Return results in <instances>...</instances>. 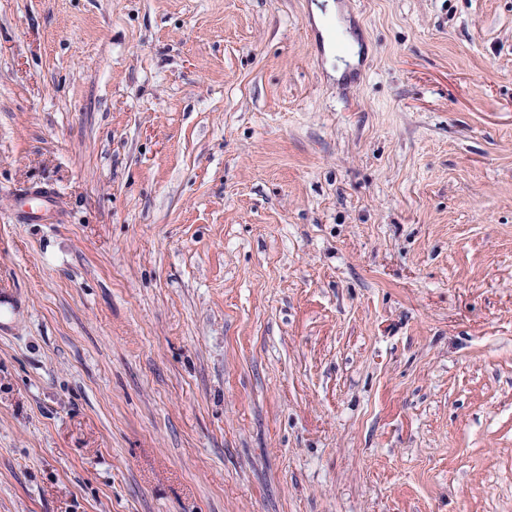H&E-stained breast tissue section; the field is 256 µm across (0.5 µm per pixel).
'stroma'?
<instances>
[{"label": "stroma", "mask_w": 512, "mask_h": 512, "mask_svg": "<svg viewBox=\"0 0 512 512\" xmlns=\"http://www.w3.org/2000/svg\"><path fill=\"white\" fill-rule=\"evenodd\" d=\"M330 2L0 0V512H512V0ZM31 199L29 207L20 213V222L36 223L56 219L60 207L56 198L42 188H30L25 193Z\"/></svg>", "instance_id": "obj_1"}]
</instances>
